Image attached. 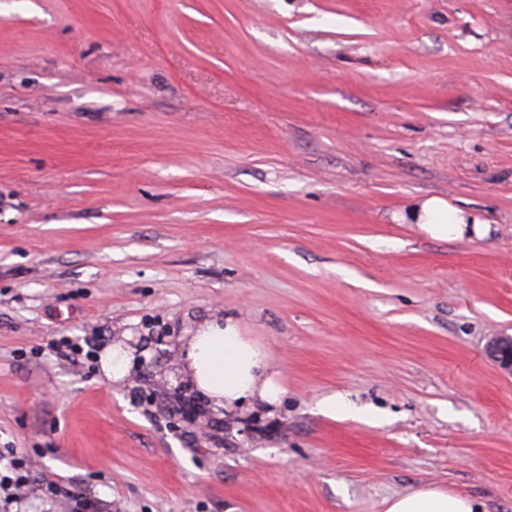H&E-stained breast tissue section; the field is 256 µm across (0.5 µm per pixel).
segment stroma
<instances>
[{"instance_id":"35a3bbf8","label":"stroma","mask_w":512,"mask_h":512,"mask_svg":"<svg viewBox=\"0 0 512 512\" xmlns=\"http://www.w3.org/2000/svg\"><path fill=\"white\" fill-rule=\"evenodd\" d=\"M430 195L488 234L423 232ZM224 317L276 410L189 385L186 337ZM497 335L512 0H0V468L34 460L0 512H385L423 485L512 512ZM132 358L129 347L120 344L112 346L102 356V369L109 378H122L127 373Z\"/></svg>"}]
</instances>
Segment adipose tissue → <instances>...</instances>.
I'll use <instances>...</instances> for the list:
<instances>
[{"mask_svg": "<svg viewBox=\"0 0 512 512\" xmlns=\"http://www.w3.org/2000/svg\"><path fill=\"white\" fill-rule=\"evenodd\" d=\"M409 215L434 238L468 231L480 236L486 231L478 216L450 206L440 196L417 201ZM182 354L191 385L213 408L232 411L249 400L279 404L283 388L269 371L265 348L242 336L232 319L201 325L188 337ZM385 512H476V506L466 496L428 485L388 501Z\"/></svg>", "mask_w": 512, "mask_h": 512, "instance_id": "1", "label": "adipose tissue"}]
</instances>
